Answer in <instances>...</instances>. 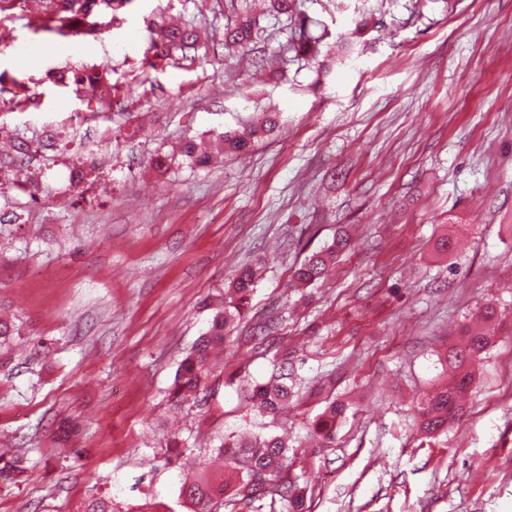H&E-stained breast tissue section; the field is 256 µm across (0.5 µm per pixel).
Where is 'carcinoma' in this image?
I'll list each match as a JSON object with an SVG mask.
<instances>
[{
  "label": "carcinoma",
  "instance_id": "carcinoma-1",
  "mask_svg": "<svg viewBox=\"0 0 512 512\" xmlns=\"http://www.w3.org/2000/svg\"><path fill=\"white\" fill-rule=\"evenodd\" d=\"M44 11L42 28L61 36H89L95 34L94 26L87 24L95 6L116 11L131 0H32ZM270 10L285 15L294 21V33L290 47L298 56L307 55L320 42L312 30L315 22L299 9L298 0H270ZM256 19L238 13L224 27V44L227 46L248 47L254 41ZM153 45L166 52L171 48L181 52L196 47L200 35L193 26H161L154 31ZM280 126V113L264 112L239 129L224 132L221 139L224 149L241 154L250 150L255 139L275 131ZM181 153L191 163L204 167L210 163L209 155L192 140H186ZM11 186L35 196L37 186L30 177H21V170L4 174ZM347 239L338 236L332 244L308 256L292 270V278L303 287H316L330 275L336 262L346 252ZM257 272L253 266L245 264L236 270L229 285L228 296L212 308L207 329L198 337L190 352L181 360L169 390V402L180 406L190 398L205 396L211 391V378L214 365L213 351L224 346L234 324L245 316L256 287ZM495 308L486 302L477 317L464 325L460 345L448 350L445 361L452 370L451 379L430 393L417 405L416 421L419 430L427 435L446 428L459 420L464 413L462 395L472 384L468 371L469 361L487 349L490 332L486 323L492 320ZM294 367L288 352L276 355L275 373L270 379L247 390V394L258 413L274 420L288 413L292 407L294 388ZM347 409L343 402L334 400L321 413L315 415L308 424L307 436L324 443H332L336 434V419ZM168 456L165 463L176 464L194 470V475L185 479L178 489L180 502L191 512H210V503L224 496L227 491L245 509L255 502L270 497L278 499L288 508V512H304L305 489L299 484L288 464L291 451L288 442L278 435L257 436L249 432L224 435V441L215 452L224 456V474L210 473L203 463L183 451L184 444L177 435L166 438ZM27 467L24 459L12 455H0V480L19 482L24 479ZM77 512H113L112 500L98 497L85 500Z\"/></svg>",
  "mask_w": 512,
  "mask_h": 512
}]
</instances>
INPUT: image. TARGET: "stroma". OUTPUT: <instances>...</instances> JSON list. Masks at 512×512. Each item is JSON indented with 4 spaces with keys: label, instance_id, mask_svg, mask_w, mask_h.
Segmentation results:
<instances>
[{
    "label": "stroma",
    "instance_id": "1",
    "mask_svg": "<svg viewBox=\"0 0 512 512\" xmlns=\"http://www.w3.org/2000/svg\"><path fill=\"white\" fill-rule=\"evenodd\" d=\"M227 2L99 6L79 47L41 28L32 0L0 14V127L29 139L39 186L0 189V211L24 219L0 224V315L18 329L0 348V448L29 466L0 481V512L100 496L114 512H186L164 464L174 428L204 462L232 432L287 435L310 512H512V0H299L323 36L309 62L288 50L289 19L254 0H238L259 22L252 50L225 48ZM170 18L200 29L193 58L151 50L150 24ZM41 41L55 50L30 67L15 49ZM78 69L107 70L130 106L60 82ZM17 82L37 99L13 98ZM255 112L280 113L282 129L249 154L204 168L181 156L185 137L216 142ZM341 230L349 251L328 280L295 287V265ZM258 261L242 323L274 310L282 326L231 337L207 399L172 411L202 300ZM488 300L500 323L466 414L425 436L415 407ZM281 345L309 385L269 425L243 389L269 379ZM330 397L347 410L321 448L306 426ZM66 417L80 434L61 448Z\"/></svg>",
    "mask_w": 512,
    "mask_h": 512
}]
</instances>
